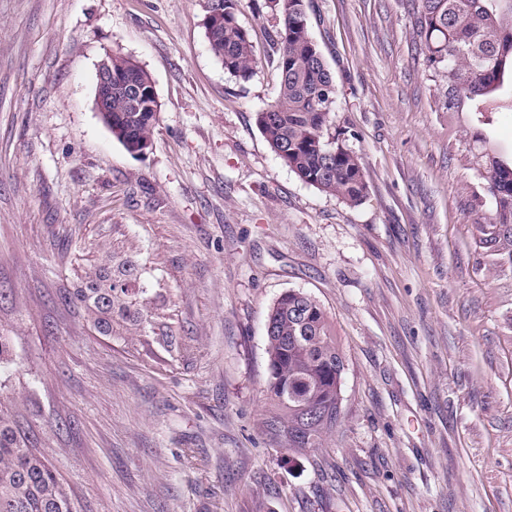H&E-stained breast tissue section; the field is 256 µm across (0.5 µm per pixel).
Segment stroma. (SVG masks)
<instances>
[{"mask_svg":"<svg viewBox=\"0 0 512 512\" xmlns=\"http://www.w3.org/2000/svg\"><path fill=\"white\" fill-rule=\"evenodd\" d=\"M243 7L249 79L212 56L204 0H0V329L13 409L80 512H512V257L479 245L495 200L468 160L512 158V112L448 116L406 0H308L333 127L369 185L354 208L300 180L256 114L278 0ZM160 103L130 154L102 123L106 55ZM161 280L178 352L66 303L82 267ZM312 295L346 359L341 418L294 452L261 421L265 324Z\"/></svg>","mask_w":512,"mask_h":512,"instance_id":"1","label":"stroma"}]
</instances>
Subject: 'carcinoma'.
Wrapping results in <instances>:
<instances>
[{
    "instance_id": "cac0c4a2",
    "label": "carcinoma",
    "mask_w": 512,
    "mask_h": 512,
    "mask_svg": "<svg viewBox=\"0 0 512 512\" xmlns=\"http://www.w3.org/2000/svg\"><path fill=\"white\" fill-rule=\"evenodd\" d=\"M244 0H214L206 20L213 57L230 75L253 73L254 49L238 13ZM280 18L270 35L279 73L276 99L256 123L272 151L303 182L356 207L368 195L358 155L331 132L336 85L311 36L306 0H279ZM417 49L448 83L450 112L480 115L512 108L504 90L512 75V0H407ZM112 123L106 127L128 152L151 144L159 103L149 72L114 53ZM484 169L495 212L480 244L512 256V161L482 150L473 155ZM140 276L133 260H107L65 295L82 309L91 327L112 337L121 323L153 325V313L137 307L129 286ZM272 411L262 421L273 440L299 452L317 448L340 421L345 357L330 318L311 296L290 290L274 303L266 324ZM33 429L20 425L0 401V512H77L50 462L38 454Z\"/></svg>"
}]
</instances>
